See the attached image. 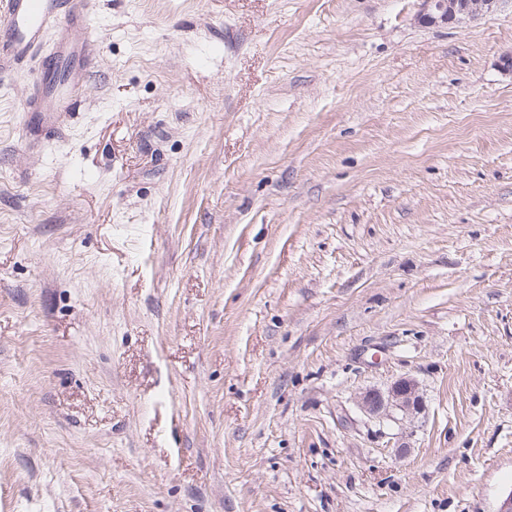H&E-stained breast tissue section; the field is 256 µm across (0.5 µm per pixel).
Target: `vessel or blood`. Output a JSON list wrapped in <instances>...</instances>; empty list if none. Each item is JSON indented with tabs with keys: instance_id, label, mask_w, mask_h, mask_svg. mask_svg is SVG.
<instances>
[{
	"instance_id": "vessel-or-blood-1",
	"label": "vessel or blood",
	"mask_w": 512,
	"mask_h": 512,
	"mask_svg": "<svg viewBox=\"0 0 512 512\" xmlns=\"http://www.w3.org/2000/svg\"><path fill=\"white\" fill-rule=\"evenodd\" d=\"M50 31L55 40L44 55L40 46ZM94 33L93 0H9L0 17V77L32 68L24 125L52 130L75 111L96 68L89 51Z\"/></svg>"
}]
</instances>
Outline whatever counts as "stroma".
<instances>
[{
    "label": "stroma",
    "instance_id": "obj_1",
    "mask_svg": "<svg viewBox=\"0 0 512 512\" xmlns=\"http://www.w3.org/2000/svg\"><path fill=\"white\" fill-rule=\"evenodd\" d=\"M94 2L41 151L0 77V512H497L512 0ZM497 0H422L419 15L426 25H448L491 10ZM358 407L370 418L386 419L397 425L418 414L422 400L414 379L403 377L386 392L366 391L359 397Z\"/></svg>",
    "mask_w": 512,
    "mask_h": 512
}]
</instances>
